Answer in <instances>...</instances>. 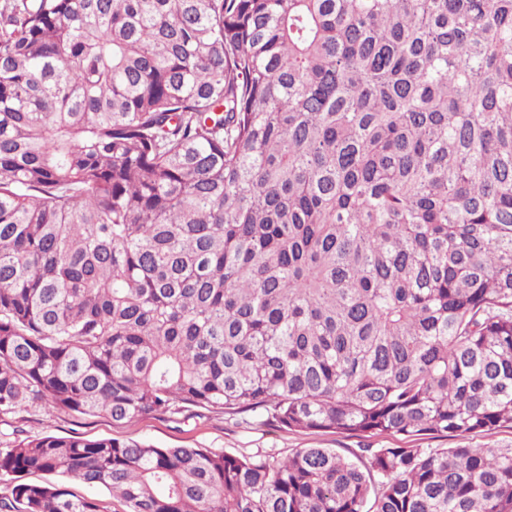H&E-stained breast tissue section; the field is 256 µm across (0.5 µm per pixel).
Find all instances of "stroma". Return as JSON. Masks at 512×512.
<instances>
[{"label":"stroma","instance_id":"1","mask_svg":"<svg viewBox=\"0 0 512 512\" xmlns=\"http://www.w3.org/2000/svg\"><path fill=\"white\" fill-rule=\"evenodd\" d=\"M77 435L87 439L113 437L149 442L165 448H206L234 455H253L274 450L284 454L298 448H333L340 452L367 445L395 447L402 436H349L330 431H283L274 427L255 429L235 425L218 413L196 410L173 418L150 416L117 426L106 416H78L44 407H20L0 414V448L44 434Z\"/></svg>","mask_w":512,"mask_h":512}]
</instances>
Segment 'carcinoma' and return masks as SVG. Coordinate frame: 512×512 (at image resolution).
I'll list each match as a JSON object with an SVG mask.
<instances>
[{"label": "carcinoma", "mask_w": 512, "mask_h": 512, "mask_svg": "<svg viewBox=\"0 0 512 512\" xmlns=\"http://www.w3.org/2000/svg\"><path fill=\"white\" fill-rule=\"evenodd\" d=\"M512 428V0H0V413ZM512 512V446L43 435L0 512ZM25 479L33 482L50 481L62 483L71 491L79 495H84L87 497L101 500L103 506L107 508L108 512H123V510L125 509V506L119 500L113 499L112 495H110L106 490H101L98 488H89L69 478H62L55 475L33 474L26 476Z\"/></svg>", "instance_id": "obj_1"}]
</instances>
